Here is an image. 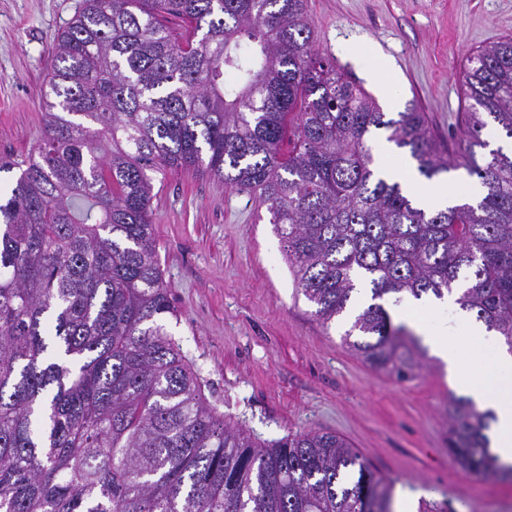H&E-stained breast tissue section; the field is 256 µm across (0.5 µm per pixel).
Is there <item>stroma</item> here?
I'll return each instance as SVG.
<instances>
[{"label": "stroma", "instance_id": "1", "mask_svg": "<svg viewBox=\"0 0 512 512\" xmlns=\"http://www.w3.org/2000/svg\"><path fill=\"white\" fill-rule=\"evenodd\" d=\"M82 0H0V158L39 146L55 39ZM315 46L370 94V68L396 75L398 97L417 102L440 140L461 109V77L479 47L512 36V0H307ZM153 232L178 310L168 329L200 375L207 402L260 439L308 429L344 438L394 499L416 492L444 512H512V482L466 476L448 454L444 406L457 387L426 356L413 379L371 369L321 323L298 292L265 207L208 177L168 175Z\"/></svg>", "mask_w": 512, "mask_h": 512}]
</instances>
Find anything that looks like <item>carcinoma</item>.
<instances>
[{
  "label": "carcinoma",
  "mask_w": 512,
  "mask_h": 512,
  "mask_svg": "<svg viewBox=\"0 0 512 512\" xmlns=\"http://www.w3.org/2000/svg\"><path fill=\"white\" fill-rule=\"evenodd\" d=\"M183 20L175 37L164 20ZM46 130L0 202V512H394L340 436L264 441L224 422L167 329L157 175L195 170L266 206L296 287L372 369L416 377L420 339L375 300L458 295L512 349V37L467 59L448 143L390 117L315 48L306 0H83L56 37ZM387 132L426 182L463 168L475 206L416 205L375 165ZM358 339H352L353 332ZM459 470L512 480L489 414L452 396Z\"/></svg>",
  "instance_id": "obj_1"
}]
</instances>
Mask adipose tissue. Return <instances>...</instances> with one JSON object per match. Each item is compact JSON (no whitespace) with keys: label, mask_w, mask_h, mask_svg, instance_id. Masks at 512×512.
<instances>
[{"label":"adipose tissue","mask_w":512,"mask_h":512,"mask_svg":"<svg viewBox=\"0 0 512 512\" xmlns=\"http://www.w3.org/2000/svg\"><path fill=\"white\" fill-rule=\"evenodd\" d=\"M380 153L383 168L409 188L422 205L438 207L455 200L457 192L447 183L425 187L413 169L394 160L390 149L381 148ZM435 305L430 300H409L406 316L432 354L447 364L459 390L478 410L492 412L487 432L490 449L501 463L512 464V352L482 324L470 325L464 338L432 326L429 314Z\"/></svg>","instance_id":"1"}]
</instances>
